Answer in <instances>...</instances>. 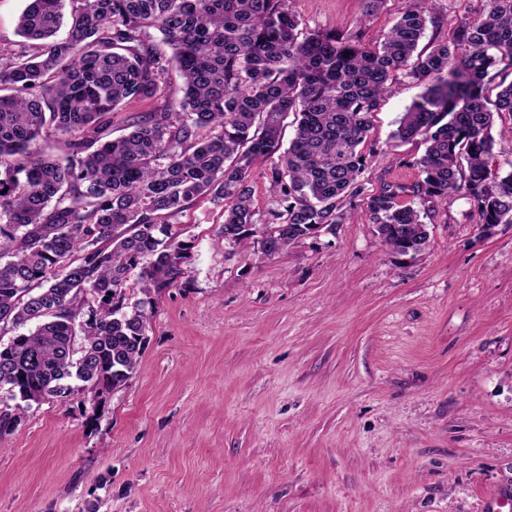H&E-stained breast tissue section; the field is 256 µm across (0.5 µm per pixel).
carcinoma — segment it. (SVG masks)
<instances>
[{
	"mask_svg": "<svg viewBox=\"0 0 512 512\" xmlns=\"http://www.w3.org/2000/svg\"><path fill=\"white\" fill-rule=\"evenodd\" d=\"M428 4L406 0L372 45L362 26L302 29L288 0H29L22 47L0 46V324L24 329L0 345V438L32 402L127 382L147 343V299L186 274L190 242L167 220L203 198L224 204L225 240L260 233L265 256L345 223L359 201L400 255L428 239L404 196H463L478 229L512 224V160L498 161L512 149L493 135L512 120V82L493 100L486 83L512 70V0H484L482 18L420 51L442 25ZM171 64L183 80L175 102ZM402 77L424 88L393 134L425 144L420 179L367 196L371 117ZM131 100L162 105L114 138L112 113ZM53 133L63 162L39 147ZM259 161L271 162L276 196L261 218ZM133 277L144 298L131 303Z\"/></svg>",
	"mask_w": 512,
	"mask_h": 512,
	"instance_id": "obj_1",
	"label": "carcinoma"
}]
</instances>
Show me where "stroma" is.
Returning <instances> with one entry per match:
<instances>
[{
	"instance_id": "obj_1",
	"label": "stroma",
	"mask_w": 512,
	"mask_h": 512,
	"mask_svg": "<svg viewBox=\"0 0 512 512\" xmlns=\"http://www.w3.org/2000/svg\"><path fill=\"white\" fill-rule=\"evenodd\" d=\"M353 30L364 0H289ZM421 86L372 118L367 192L408 185L392 138ZM223 210L172 217L185 282L155 297L137 371L93 400L31 404L0 438V512H483L512 498V224L437 204L416 257L362 212L279 255L224 243Z\"/></svg>"
}]
</instances>
